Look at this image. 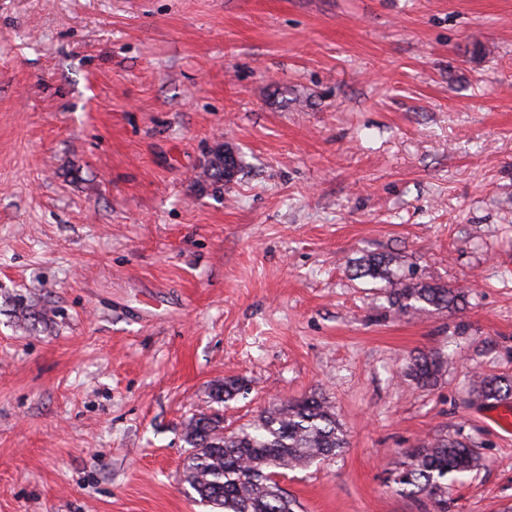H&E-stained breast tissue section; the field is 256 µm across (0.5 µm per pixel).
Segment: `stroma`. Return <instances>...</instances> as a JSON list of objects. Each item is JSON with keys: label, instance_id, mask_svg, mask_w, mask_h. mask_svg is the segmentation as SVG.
Returning a JSON list of instances; mask_svg holds the SVG:
<instances>
[{"label": "stroma", "instance_id": "35a3bbf8", "mask_svg": "<svg viewBox=\"0 0 512 512\" xmlns=\"http://www.w3.org/2000/svg\"><path fill=\"white\" fill-rule=\"evenodd\" d=\"M366 254L464 297L399 312ZM478 375L512 376V0H0V512H209L185 423L312 394L348 446L295 512H439L392 478L449 437L448 512H512ZM230 154V171L226 176L224 174V150H215L207 159L203 167L202 177L209 185H213L215 192H221L224 188V181H230L234 175L239 171V161L234 154ZM444 364L445 361L441 357L422 353L411 359L408 376L417 384L430 385L437 380Z\"/></svg>", "mask_w": 512, "mask_h": 512}]
</instances>
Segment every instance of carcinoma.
<instances>
[{
	"label": "carcinoma",
	"instance_id": "obj_1",
	"mask_svg": "<svg viewBox=\"0 0 512 512\" xmlns=\"http://www.w3.org/2000/svg\"><path fill=\"white\" fill-rule=\"evenodd\" d=\"M239 171L230 155L224 173V151L217 149L203 167L204 181L219 192ZM393 257L366 255L355 264V276L386 280L389 303L404 313L444 311L456 306L461 292L444 284L413 283L395 276ZM445 361L425 353L411 359L408 376L421 385L437 380ZM486 400L512 398V379L484 377L474 384ZM191 448L182 466L183 480L212 512H294L295 500L276 476L343 451L348 442L328 401L310 396L262 413L253 423L224 432L218 413H200L184 425ZM394 482L408 494H422L438 504L448 498V481L477 466V452L457 439H443L405 453Z\"/></svg>",
	"mask_w": 512,
	"mask_h": 512
}]
</instances>
